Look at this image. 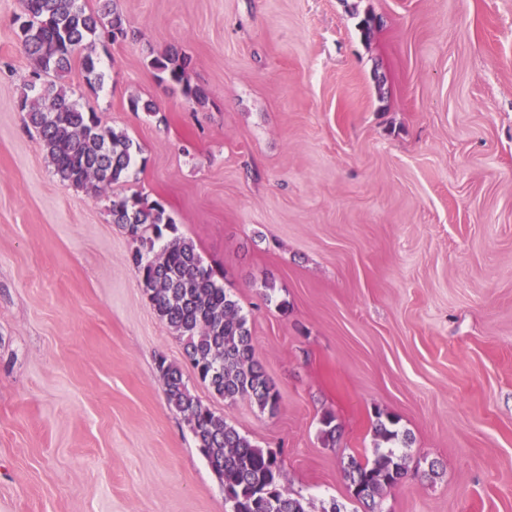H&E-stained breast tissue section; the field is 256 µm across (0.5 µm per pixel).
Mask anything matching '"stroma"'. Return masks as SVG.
I'll list each match as a JSON object with an SVG mask.
<instances>
[{
	"mask_svg": "<svg viewBox=\"0 0 512 512\" xmlns=\"http://www.w3.org/2000/svg\"><path fill=\"white\" fill-rule=\"evenodd\" d=\"M117 7L103 85L66 78L141 147L95 196L24 123L32 65L0 0V512H230L161 355L309 512H356L342 468L373 458L378 409L410 437L382 512H512V0ZM169 50L205 104L159 82ZM135 193L223 270L275 413L214 398L156 315L107 210Z\"/></svg>",
	"mask_w": 512,
	"mask_h": 512,
	"instance_id": "1",
	"label": "stroma"
}]
</instances>
